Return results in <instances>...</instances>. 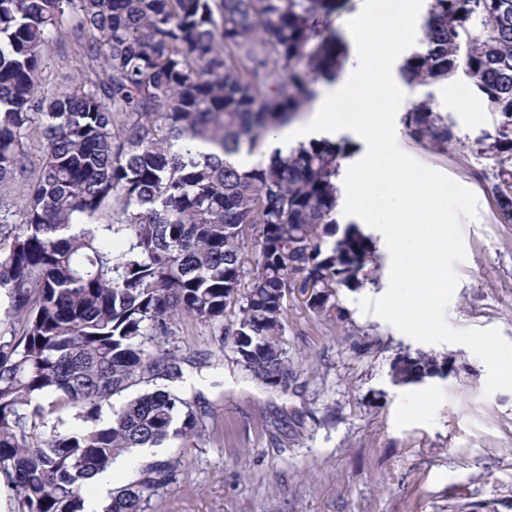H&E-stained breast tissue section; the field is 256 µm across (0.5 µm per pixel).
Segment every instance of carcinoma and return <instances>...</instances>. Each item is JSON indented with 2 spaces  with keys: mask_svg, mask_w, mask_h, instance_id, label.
Returning a JSON list of instances; mask_svg holds the SVG:
<instances>
[{
  "mask_svg": "<svg viewBox=\"0 0 512 512\" xmlns=\"http://www.w3.org/2000/svg\"><path fill=\"white\" fill-rule=\"evenodd\" d=\"M346 0H0V485L12 512H88L90 480L132 448L188 438L199 418L170 328L220 324L238 363L271 387L293 369L279 338L288 295L322 313L376 266L370 239L340 226L341 160L322 139L252 166L239 157L305 111L341 69L333 26ZM411 80L464 68L503 116L493 142L498 213L512 223V0H431ZM82 58L45 93L43 53ZM275 83L274 96L262 88ZM412 137L448 153V117L428 98ZM42 163L28 175V142ZM214 148L198 151V145ZM260 251L244 275L252 237ZM405 384L439 368L408 357ZM148 390L113 406L116 396ZM174 459L143 462L103 512H147Z\"/></svg>",
  "mask_w": 512,
  "mask_h": 512,
  "instance_id": "carcinoma-1",
  "label": "carcinoma"
}]
</instances>
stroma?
Wrapping results in <instances>:
<instances>
[{
    "label": "stroma",
    "mask_w": 512,
    "mask_h": 512,
    "mask_svg": "<svg viewBox=\"0 0 512 512\" xmlns=\"http://www.w3.org/2000/svg\"><path fill=\"white\" fill-rule=\"evenodd\" d=\"M392 74L403 112L431 98L461 140L434 152L412 138L402 112L399 147L478 199L476 219L462 222L466 259L455 266L447 320L512 342V223L496 216L493 159L476 152L501 116L467 111L474 91L464 71L427 86L406 80L403 67ZM362 231L376 245L377 272L338 289L326 317L288 300L286 386L254 379L212 327L174 318L187 361L181 393L204 416L196 438L157 451L180 466L148 512H512V391L485 395L487 369L466 346L416 341L362 311L360 300L385 294L391 269L380 234ZM406 353L435 357L442 375L393 385L391 366Z\"/></svg>",
    "instance_id": "35a3bbf8"
}]
</instances>
